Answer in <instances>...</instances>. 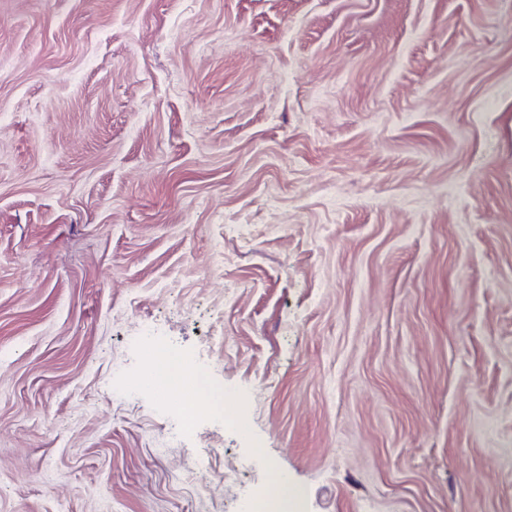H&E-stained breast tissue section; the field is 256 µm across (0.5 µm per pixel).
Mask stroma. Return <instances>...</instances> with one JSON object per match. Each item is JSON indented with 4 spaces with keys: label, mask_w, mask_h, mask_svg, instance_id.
<instances>
[{
    "label": "stroma",
    "mask_w": 512,
    "mask_h": 512,
    "mask_svg": "<svg viewBox=\"0 0 512 512\" xmlns=\"http://www.w3.org/2000/svg\"><path fill=\"white\" fill-rule=\"evenodd\" d=\"M277 473L512 512V0H0V512ZM152 370L145 379H136L131 384L135 387L146 380L155 385L164 394L178 398L185 386L192 383L195 378L205 385V367L199 364L185 362L173 349H163L159 355L152 354L150 357Z\"/></svg>",
    "instance_id": "35a3bbf8"
}]
</instances>
